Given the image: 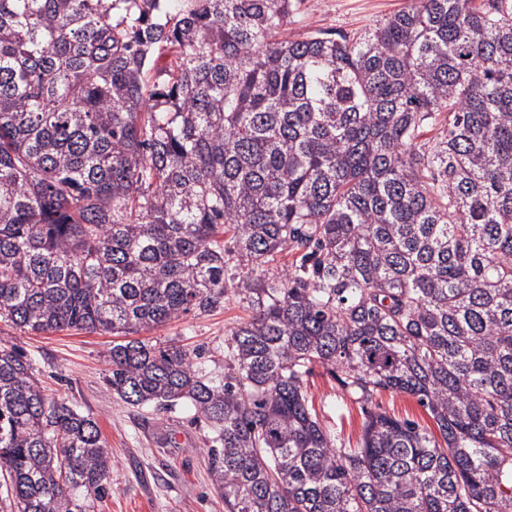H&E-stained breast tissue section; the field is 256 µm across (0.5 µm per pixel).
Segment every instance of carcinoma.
I'll list each match as a JSON object with an SVG mask.
<instances>
[{"mask_svg": "<svg viewBox=\"0 0 512 512\" xmlns=\"http://www.w3.org/2000/svg\"><path fill=\"white\" fill-rule=\"evenodd\" d=\"M293 14L0 0V319L126 336L234 296L223 379L139 340L106 375L210 427L224 512H512V0H407L352 35ZM317 366L361 404L355 448L309 405ZM111 470L0 342L9 509L87 512ZM375 402L390 415L415 421L420 427L439 436L429 413L417 403L415 398L391 391H381L376 394Z\"/></svg>", "mask_w": 512, "mask_h": 512, "instance_id": "cac0c4a2", "label": "carcinoma"}]
</instances>
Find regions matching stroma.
<instances>
[{
	"mask_svg": "<svg viewBox=\"0 0 512 512\" xmlns=\"http://www.w3.org/2000/svg\"><path fill=\"white\" fill-rule=\"evenodd\" d=\"M406 0H298L293 31H355L373 27L402 9ZM246 304L228 299L205 314H188L167 325L138 332L139 340L162 344L176 339L203 347L204 362L224 372V336L249 320ZM114 338L104 333L64 330L36 334L0 320V342L30 358L46 394L91 414L112 458V491L90 504V512H224L209 466L211 431L193 422L186 407L152 412L123 403L105 381ZM307 398L324 427L345 446L361 438L359 403L323 367L307 381Z\"/></svg>",
	"mask_w": 512,
	"mask_h": 512,
	"instance_id": "obj_1",
	"label": "stroma"
}]
</instances>
